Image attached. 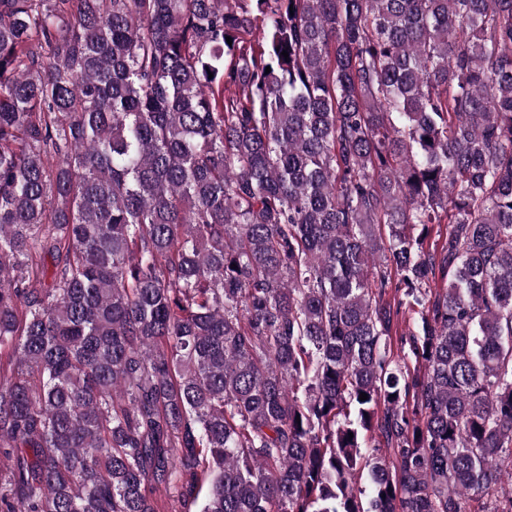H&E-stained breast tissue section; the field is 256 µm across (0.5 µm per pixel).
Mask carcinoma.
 <instances>
[{
    "label": "carcinoma",
    "instance_id": "carcinoma-1",
    "mask_svg": "<svg viewBox=\"0 0 512 512\" xmlns=\"http://www.w3.org/2000/svg\"><path fill=\"white\" fill-rule=\"evenodd\" d=\"M2 351L0 512H512V0H0ZM207 494L206 486H203L201 490H199L198 500L195 504H191L189 502L185 507H181L178 503L174 505V509H171V503H173L170 496H173V491H165L164 489H160L156 492V498L158 499L159 505L163 506L160 512H197L200 510L203 500L205 499ZM165 506V507H164ZM172 510V511H171ZM176 510V511H174Z\"/></svg>",
    "mask_w": 512,
    "mask_h": 512
}]
</instances>
